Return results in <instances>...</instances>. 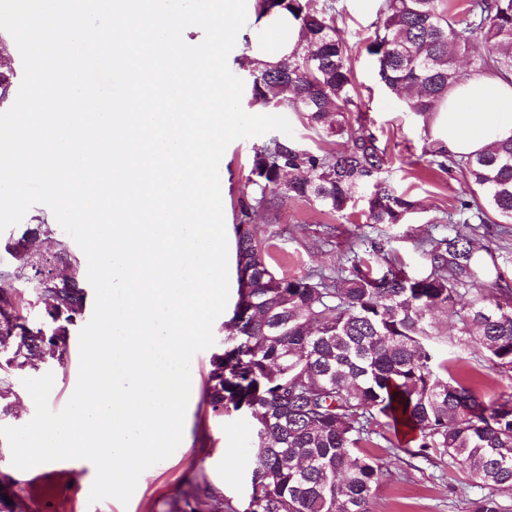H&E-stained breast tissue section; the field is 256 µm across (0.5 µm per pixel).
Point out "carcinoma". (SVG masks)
Segmentation results:
<instances>
[{
  "mask_svg": "<svg viewBox=\"0 0 512 512\" xmlns=\"http://www.w3.org/2000/svg\"><path fill=\"white\" fill-rule=\"evenodd\" d=\"M259 8L290 13L300 39L279 64L246 68L250 103L295 112L344 143L314 151L270 139L255 151L238 203V299L206 394L218 415L250 413L257 462L243 512H372L393 472L366 448L384 437L380 428L399 423L419 432L412 456L446 457L468 486L488 490L478 498L459 491L467 512H512L496 498L512 490V390L488 395L453 371L458 346L512 371V284L486 302L489 268L470 235L424 240L426 274L374 244L327 271L288 276L272 269L269 245L249 230L256 212H274L286 197L347 220L361 201L366 223L390 226L415 208L383 179L376 134L347 121L356 86L332 0H259ZM368 51L387 89L405 94L415 114L433 115L472 75H512V0H468L461 17L444 0H384ZM429 165L459 173L468 191L436 223L512 224V139L464 159L441 150ZM54 235L40 220L5 243L12 263L0 268V418L12 409L13 371L63 364L70 329L87 307L82 272L63 284L52 277L57 262L81 267L67 242L56 240L46 257L28 250ZM439 309L457 324L444 356L432 322ZM179 512L238 506L205 480Z\"/></svg>",
  "mask_w": 512,
  "mask_h": 512,
  "instance_id": "obj_1",
  "label": "carcinoma"
}]
</instances>
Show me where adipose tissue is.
<instances>
[{"label": "adipose tissue", "instance_id": "obj_1", "mask_svg": "<svg viewBox=\"0 0 512 512\" xmlns=\"http://www.w3.org/2000/svg\"><path fill=\"white\" fill-rule=\"evenodd\" d=\"M433 137L442 149L459 157L512 138V82L487 77L451 89Z\"/></svg>", "mask_w": 512, "mask_h": 512}]
</instances>
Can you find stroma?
Listing matches in <instances>:
<instances>
[{
	"label": "stroma",
	"mask_w": 512,
	"mask_h": 512,
	"mask_svg": "<svg viewBox=\"0 0 512 512\" xmlns=\"http://www.w3.org/2000/svg\"><path fill=\"white\" fill-rule=\"evenodd\" d=\"M338 25L351 47L357 95L356 118L376 132L387 159V177L397 191L406 193L416 204L403 224L391 227L366 223L364 215L344 221L318 212L304 201L288 200L277 217L257 212L252 229L270 243L272 266L277 272L302 275L311 270L332 268L339 255L365 250L371 243L404 262L417 274L426 273L429 264L421 252V242L430 236L447 235L450 225L441 221L463 192L458 174L430 168V152L436 147L432 127L408 112L403 97L380 83L375 56L367 46L374 36V24L382 7L374 0L365 8L363 0H335ZM268 135L238 139L224 151L219 165L224 199L227 236H234L237 203L250 174L254 153L268 142ZM479 246L497 258L504 280L512 282V224H472ZM224 311L213 325L214 344L197 352L191 361V393L184 420L181 444L167 459L145 470L129 503L108 498L90 502L95 479L92 469L77 459L39 464L29 469L25 480L14 477L11 451L0 437V474L10 475L0 496L9 497L13 512H176L197 481L207 480L235 500L245 498L249 476L255 466L253 430L240 413L212 415L205 387L211 360L223 353L227 332ZM65 365H49L54 384L48 398L51 410H61L70 399L78 380L79 333L71 331ZM399 446L391 469L397 478L380 486L373 512H465L455 489L464 476L457 468L412 457L414 434L406 428L386 430L374 449L385 455L388 445ZM237 449L232 463H225L222 448Z\"/></svg>",
	"instance_id": "stroma-1"
}]
</instances>
